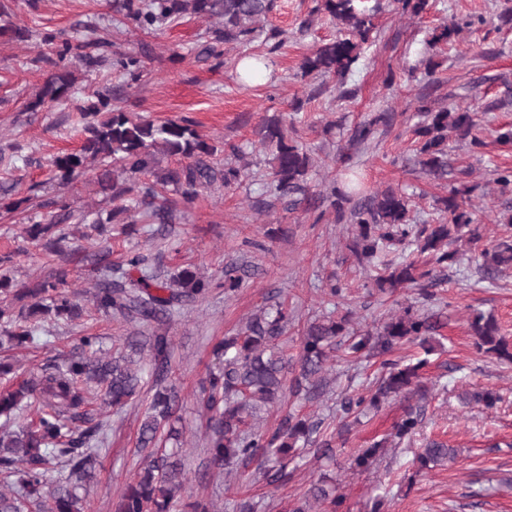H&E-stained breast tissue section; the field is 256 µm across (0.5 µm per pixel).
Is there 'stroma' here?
<instances>
[{"label":"stroma","instance_id":"1","mask_svg":"<svg viewBox=\"0 0 512 512\" xmlns=\"http://www.w3.org/2000/svg\"><path fill=\"white\" fill-rule=\"evenodd\" d=\"M316 4L317 0H277L268 24L287 36L277 52L268 53L266 46L256 43L248 50L225 47L220 58L209 59L203 53L208 24L190 15L147 34L115 12L112 0H12V22L28 27L31 36L24 42L0 38V182L18 181L19 199L39 202L63 195L79 213L112 211V201L100 193L92 172L64 188L50 180L53 158L81 145L74 101H91L99 93L118 91L119 106L157 121L187 119L219 147L251 140L263 116L299 113L300 135L313 149L307 186L315 204L301 202L296 193L264 191L260 177L266 170V154L260 151L250 156L249 176L239 188L203 190L165 235L141 223L129 237L86 239L83 225L69 226L73 246L86 256L107 246L117 264L135 250L149 255L151 268L165 277L188 267L218 279L231 262L254 271L237 294L228 297L223 289H212L205 301L171 321V379L184 399L180 442L187 450L186 481L173 512H190L198 499L214 501L218 512H236L235 504L244 494L254 497L259 512H288L289 502L323 475L335 483L339 502L320 505L315 512H512V367L476 352L469 329L480 312L493 317L501 335L512 339V271L485 278L466 243L458 246V262L437 275L434 292L446 317L429 348L406 344L393 354L405 362L427 359L423 373L434 384L412 437L391 441L368 469L354 467L357 451L389 434L405 404L388 401L349 432H340L342 395L367 392L382 372L380 357L352 360L340 353L328 364L327 394L301 405L303 414L322 418L335 431L331 461H299L280 485L266 484L250 470L228 478L206 468L204 423L194 395L215 363L214 345L258 313L271 293H279L295 310L296 319L288 328V352L294 356L300 350L299 330L316 316L330 311L339 317L348 314L356 327L370 330L416 301L413 289L379 291L373 286L372 271L357 266L348 249L354 226L335 223L318 201L330 184L355 182V204L389 188L403 190L411 195L412 214L420 224L437 221L436 198L446 196L450 187L465 186L466 208L483 242L506 235L499 219L512 207V186L496 184L495 173L512 168V149L499 147L494 138L501 126L512 125V0H429L427 10L417 16L401 13L396 0H367L376 12V30L354 74L341 85L301 70L304 58L336 35L334 21L316 12ZM445 23L460 25V33L436 54L427 55V40ZM89 25L115 50L142 54L145 68L140 80L120 86L110 65L89 66L74 57L69 61L75 79L73 102L29 111L28 103L55 70V48L42 42L41 32L50 30L80 45ZM248 51L267 55L269 69L265 79L250 85L237 79L238 62ZM421 95L438 110L476 112L479 124L473 133L485 142L474 152L467 141L451 139L444 180L421 173L416 163L411 129L422 120L416 110ZM375 112L390 113L391 125L361 149L352 168L336 163L348 129ZM3 254L11 260L0 263V276L10 278L14 291L66 267V291L82 304L83 315L72 322L37 316L41 345L9 351L13 373L0 377V389L11 384L13 375L61 362L84 334L102 336L105 349L121 347L132 326L116 323L88 304L93 272L87 260L76 264L46 256L26 240L17 214H0ZM332 274L346 284L348 302L329 300L327 278ZM487 390L502 396L491 409L470 399ZM147 407L143 400L118 414L99 411L106 433L101 465L87 491V512H113L118 496L139 472L142 458L135 446ZM432 439L456 448L458 455L447 465L420 469L417 456Z\"/></svg>","mask_w":512,"mask_h":512}]
</instances>
